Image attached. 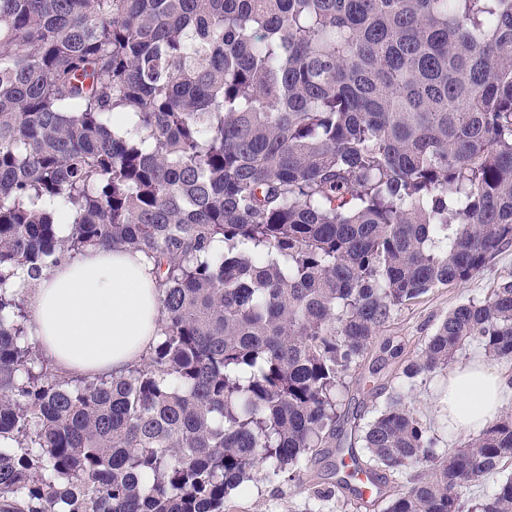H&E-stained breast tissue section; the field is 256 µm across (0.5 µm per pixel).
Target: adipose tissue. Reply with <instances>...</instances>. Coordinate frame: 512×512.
<instances>
[{
  "instance_id": "1",
  "label": "adipose tissue",
  "mask_w": 512,
  "mask_h": 512,
  "mask_svg": "<svg viewBox=\"0 0 512 512\" xmlns=\"http://www.w3.org/2000/svg\"><path fill=\"white\" fill-rule=\"evenodd\" d=\"M29 305L31 336L72 376L121 378L158 342L162 313L154 263L125 247L87 248L43 270ZM512 401V376L477 355L448 373V427L480 434Z\"/></svg>"
}]
</instances>
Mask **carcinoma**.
<instances>
[{
	"mask_svg": "<svg viewBox=\"0 0 512 512\" xmlns=\"http://www.w3.org/2000/svg\"><path fill=\"white\" fill-rule=\"evenodd\" d=\"M134 125L116 129L118 114ZM71 225L61 236L56 225ZM512 244V0H0V512H224L300 478L395 310ZM143 252L162 336L65 375L26 284L88 246ZM512 360V279L403 368ZM323 493L512 512V412L448 454L400 394Z\"/></svg>",
	"mask_w": 512,
	"mask_h": 512,
	"instance_id": "carcinoma-1",
	"label": "carcinoma"
}]
</instances>
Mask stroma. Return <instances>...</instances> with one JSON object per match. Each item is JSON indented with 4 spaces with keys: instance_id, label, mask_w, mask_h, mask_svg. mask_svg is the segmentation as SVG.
Instances as JSON below:
<instances>
[{
    "instance_id": "obj_1",
    "label": "stroma",
    "mask_w": 512,
    "mask_h": 512,
    "mask_svg": "<svg viewBox=\"0 0 512 512\" xmlns=\"http://www.w3.org/2000/svg\"><path fill=\"white\" fill-rule=\"evenodd\" d=\"M512 279V245L504 247L491 263L469 281L430 290L414 302L396 310L382 327L380 338L393 339L402 348L398 358L380 364L381 371L370 375L378 364V349H371L359 368L351 371L338 396L341 417L367 424L386 404L388 397L401 393L415 414L426 424L437 451L453 452L466 442L464 434H452L440 410L438 396L445 374L438 371L408 380L402 369L408 359L418 355L448 313L469 301H481L497 283ZM324 456L303 461L300 478L288 481L281 476H265L246 490L232 492L224 512H360L352 497L339 500L320 497L324 487Z\"/></svg>"
}]
</instances>
